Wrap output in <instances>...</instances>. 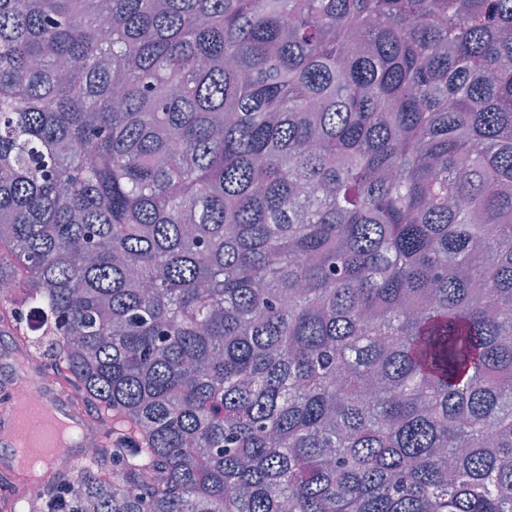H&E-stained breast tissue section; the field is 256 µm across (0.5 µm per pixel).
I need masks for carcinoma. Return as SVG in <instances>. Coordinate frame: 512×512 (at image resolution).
<instances>
[{"instance_id":"1","label":"carcinoma","mask_w":512,"mask_h":512,"mask_svg":"<svg viewBox=\"0 0 512 512\" xmlns=\"http://www.w3.org/2000/svg\"><path fill=\"white\" fill-rule=\"evenodd\" d=\"M0 283L30 512H512V0H0ZM4 330L10 333L2 332L0 326V381L1 367H12L16 374H26L25 370L20 369V364L24 361L23 354L17 350L14 336L11 335L12 329L4 327ZM36 399L41 402L43 409L39 413H35L32 417L44 419L46 424L39 435H37L31 442V446L28 447V454H38L44 451L46 448H50L54 439V427L49 422L50 419L55 416L57 409H62L70 414L79 416L86 424L85 419L79 415L70 405L69 401L62 396L55 395L51 392H47L44 395H37Z\"/></svg>"}]
</instances>
